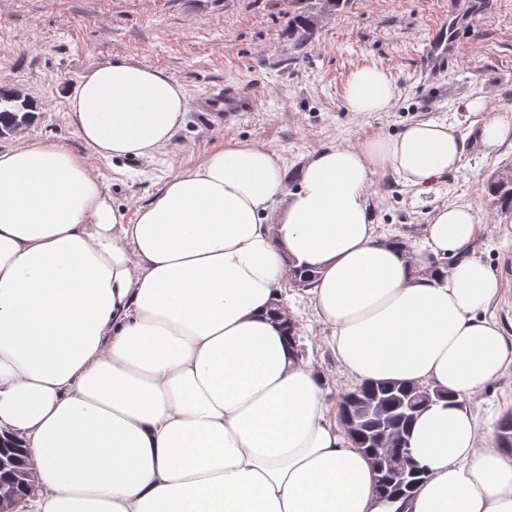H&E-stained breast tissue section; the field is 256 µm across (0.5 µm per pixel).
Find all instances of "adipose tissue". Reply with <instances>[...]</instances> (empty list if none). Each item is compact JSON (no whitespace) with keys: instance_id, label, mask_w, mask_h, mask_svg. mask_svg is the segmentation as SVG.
<instances>
[{"instance_id":"adipose-tissue-1","label":"adipose tissue","mask_w":512,"mask_h":512,"mask_svg":"<svg viewBox=\"0 0 512 512\" xmlns=\"http://www.w3.org/2000/svg\"><path fill=\"white\" fill-rule=\"evenodd\" d=\"M395 96L367 66L344 105L386 112ZM187 106L167 74L127 61L67 97L104 159L151 155ZM463 150L448 124L418 121L315 151L291 191L275 151L229 146L131 223L64 145L0 149V437L35 463L37 512H395L271 315L292 261L315 272L311 301L350 377L445 393L411 427L428 477L405 512H512V454L481 447L462 404L512 367L487 314L497 278L472 253L477 213L433 214L425 245L454 263L422 274L367 204L377 170L427 192Z\"/></svg>"}]
</instances>
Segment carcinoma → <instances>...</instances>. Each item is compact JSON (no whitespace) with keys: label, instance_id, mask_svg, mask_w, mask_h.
Listing matches in <instances>:
<instances>
[{"label":"carcinoma","instance_id":"obj_1","mask_svg":"<svg viewBox=\"0 0 512 512\" xmlns=\"http://www.w3.org/2000/svg\"><path fill=\"white\" fill-rule=\"evenodd\" d=\"M349 0H289L292 17L288 35L311 33L319 20L347 6ZM34 103L21 90L0 86V136L18 133L30 122ZM489 194L504 207H512V179L502 177L490 182ZM294 284L307 289L316 274L303 266L289 265ZM444 397L439 389L401 381H379L356 385L341 393L339 412L355 446L370 460L376 475V492L391 502H407L426 478V470L415 465L395 470L399 461L410 457L408 429L421 410ZM501 447L512 448V413L504 414L497 426ZM4 472L10 474L31 469L23 448H1Z\"/></svg>","mask_w":512,"mask_h":512}]
</instances>
